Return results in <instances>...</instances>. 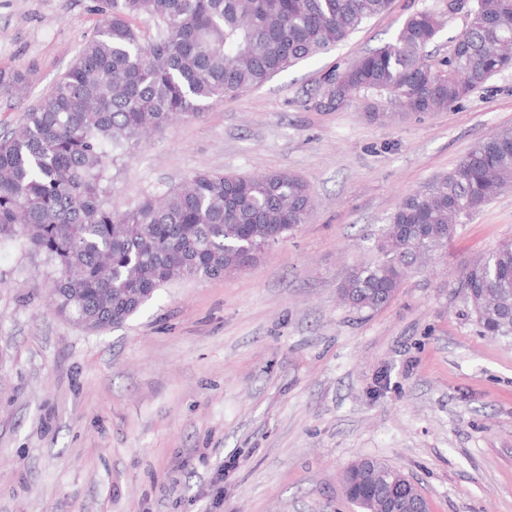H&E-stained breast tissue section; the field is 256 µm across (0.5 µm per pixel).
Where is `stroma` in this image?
Wrapping results in <instances>:
<instances>
[{
	"label": "stroma",
	"mask_w": 512,
	"mask_h": 512,
	"mask_svg": "<svg viewBox=\"0 0 512 512\" xmlns=\"http://www.w3.org/2000/svg\"><path fill=\"white\" fill-rule=\"evenodd\" d=\"M439 0H392L348 40L154 135L120 167L126 207L194 171H286L314 211L249 268L160 288L90 332L48 304L55 269L0 248V512H359L344 470H400L429 512H512V339L480 335L458 283L512 238V189L461 220L384 308L338 288L404 196L512 127V71L460 105L384 124L314 107L329 74ZM98 0H0V130L68 69Z\"/></svg>",
	"instance_id": "obj_1"
}]
</instances>
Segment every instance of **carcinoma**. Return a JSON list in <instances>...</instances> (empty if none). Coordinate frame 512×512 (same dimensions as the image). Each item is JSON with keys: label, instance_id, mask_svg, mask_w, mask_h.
<instances>
[{"label": "carcinoma", "instance_id": "1", "mask_svg": "<svg viewBox=\"0 0 512 512\" xmlns=\"http://www.w3.org/2000/svg\"><path fill=\"white\" fill-rule=\"evenodd\" d=\"M391 0H103L105 20L54 86L0 133V246L19 244L51 262L57 313L100 331L131 317L158 288L209 279L250 260L255 239L283 240L308 223L309 185L288 172L195 171L161 195L112 205V170L180 118L264 84L343 41ZM448 57L426 48L445 12L410 14L395 38L327 77L319 96L344 104L375 92L402 108L383 122L442 112L512 70V0H471ZM156 26L145 42L131 19ZM19 71L0 88L27 91ZM512 187V128L475 144L424 190L404 197L339 293L356 311L386 305L415 265L442 247L457 221ZM459 288L478 331L512 338V240L469 265Z\"/></svg>", "mask_w": 512, "mask_h": 512}]
</instances>
